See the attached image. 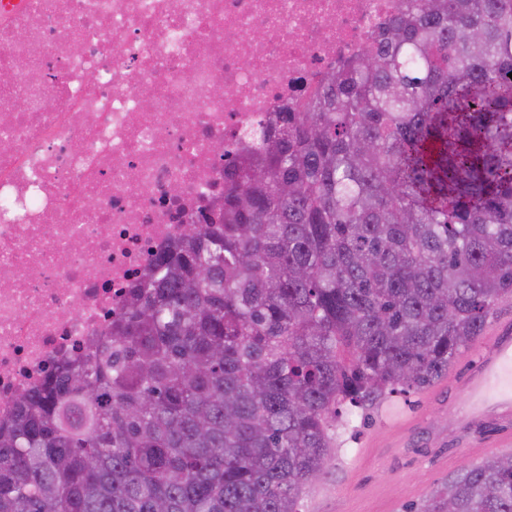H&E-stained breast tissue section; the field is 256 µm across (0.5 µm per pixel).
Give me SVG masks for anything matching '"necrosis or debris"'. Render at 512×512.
<instances>
[{"instance_id":"4bbe7bcc","label":"necrosis or debris","mask_w":512,"mask_h":512,"mask_svg":"<svg viewBox=\"0 0 512 512\" xmlns=\"http://www.w3.org/2000/svg\"><path fill=\"white\" fill-rule=\"evenodd\" d=\"M399 3L0 5V422L51 362L84 358L152 255L223 200L213 147L243 154L260 121L303 109Z\"/></svg>"}]
</instances>
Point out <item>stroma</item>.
Instances as JSON below:
<instances>
[{"instance_id":"obj_1","label":"stroma","mask_w":512,"mask_h":512,"mask_svg":"<svg viewBox=\"0 0 512 512\" xmlns=\"http://www.w3.org/2000/svg\"><path fill=\"white\" fill-rule=\"evenodd\" d=\"M444 388L395 394L348 415L299 512H418L451 473L479 461L460 441L465 422Z\"/></svg>"}]
</instances>
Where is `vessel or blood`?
<instances>
[{
  "mask_svg": "<svg viewBox=\"0 0 512 512\" xmlns=\"http://www.w3.org/2000/svg\"><path fill=\"white\" fill-rule=\"evenodd\" d=\"M456 395L471 428L481 427L489 414L500 422L484 447H512V326L498 327L472 354L464 374L452 378Z\"/></svg>",
  "mask_w": 512,
  "mask_h": 512,
  "instance_id": "b4317fda",
  "label": "vessel or blood"
}]
</instances>
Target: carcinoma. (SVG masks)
<instances>
[{
  "mask_svg": "<svg viewBox=\"0 0 512 512\" xmlns=\"http://www.w3.org/2000/svg\"><path fill=\"white\" fill-rule=\"evenodd\" d=\"M512 0H408L224 170L110 333L0 423V512H298L342 425L512 298ZM421 512H512V456Z\"/></svg>",
  "mask_w": 512,
  "mask_h": 512,
  "instance_id": "obj_1",
  "label": "carcinoma"
}]
</instances>
